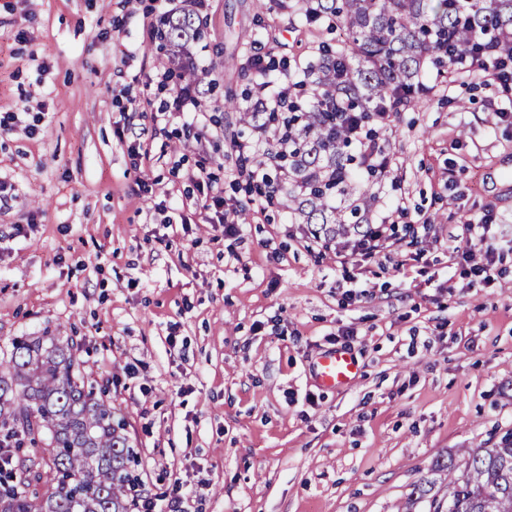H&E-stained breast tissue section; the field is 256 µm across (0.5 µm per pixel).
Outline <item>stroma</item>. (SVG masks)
Wrapping results in <instances>:
<instances>
[{
    "instance_id": "obj_1",
    "label": "stroma",
    "mask_w": 512,
    "mask_h": 512,
    "mask_svg": "<svg viewBox=\"0 0 512 512\" xmlns=\"http://www.w3.org/2000/svg\"><path fill=\"white\" fill-rule=\"evenodd\" d=\"M187 10L204 25L192 75L158 86L157 21ZM310 42L260 0H0V114L18 116L0 132V355L47 328L76 340L138 451L139 491L181 483L184 512H406L437 458L512 431V251L488 284L448 249L486 214L512 237V95L427 69L429 94L387 132L379 199L427 225L343 263L249 203L231 142L259 134L224 106H248L252 58L293 62ZM185 88L200 144L178 120L150 129ZM201 147L237 234L187 179ZM348 264L367 282L352 302ZM349 331L359 380L320 388L314 363Z\"/></svg>"
}]
</instances>
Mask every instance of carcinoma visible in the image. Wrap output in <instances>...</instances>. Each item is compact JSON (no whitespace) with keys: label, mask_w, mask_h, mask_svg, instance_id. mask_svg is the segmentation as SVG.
<instances>
[{"label":"carcinoma","mask_w":512,"mask_h":512,"mask_svg":"<svg viewBox=\"0 0 512 512\" xmlns=\"http://www.w3.org/2000/svg\"><path fill=\"white\" fill-rule=\"evenodd\" d=\"M270 9L291 23L340 31L336 46L319 39L299 67L288 69V100L279 112L242 110L254 129L275 138L253 156L269 172L274 201L297 224L342 236L370 230L372 206L384 171L363 170L351 126L373 143L387 140L378 127L383 101L396 116L426 94L421 73L431 64L448 76V49L469 48L474 35L512 60V0H271ZM159 34L172 60L201 35L195 14L167 15ZM288 140V152L278 139ZM0 359V449L49 458V470L0 467V512H131L137 451L112 405L95 396L76 373L80 347L46 331L17 337ZM447 473L448 500L428 498V512H512V432L491 448L437 460Z\"/></svg>","instance_id":"cac0c4a2"}]
</instances>
